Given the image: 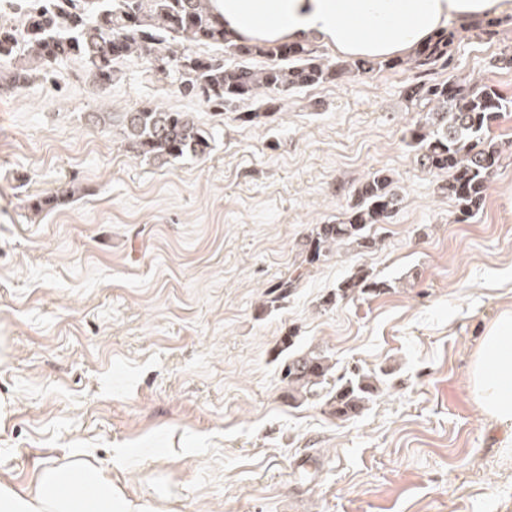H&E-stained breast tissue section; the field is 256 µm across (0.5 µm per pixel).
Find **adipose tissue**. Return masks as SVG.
<instances>
[{
  "label": "adipose tissue",
  "mask_w": 512,
  "mask_h": 512,
  "mask_svg": "<svg viewBox=\"0 0 512 512\" xmlns=\"http://www.w3.org/2000/svg\"><path fill=\"white\" fill-rule=\"evenodd\" d=\"M237 43L322 44L347 58L385 60L415 51L449 23L512 16V0H213ZM483 414L512 428V312L489 325L469 368ZM83 490L73 493L70 481ZM0 512H167L156 498L132 497L105 468L76 459L39 467L36 487L0 485Z\"/></svg>",
  "instance_id": "ef3b65f1"
}]
</instances>
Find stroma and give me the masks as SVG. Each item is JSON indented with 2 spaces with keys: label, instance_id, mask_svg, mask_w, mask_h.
<instances>
[{
  "label": "stroma",
  "instance_id": "35a3bbf8",
  "mask_svg": "<svg viewBox=\"0 0 512 512\" xmlns=\"http://www.w3.org/2000/svg\"><path fill=\"white\" fill-rule=\"evenodd\" d=\"M509 47L511 24L490 40L459 27L433 78L512 98V68L493 65ZM115 69L100 90L66 58L0 93V483L80 458L180 512H512V450L468 384L485 329L512 310V112L492 128L510 148L485 205L457 224L446 175L405 142L418 70L292 90L249 123L146 62ZM148 105L192 113L209 155L162 165L88 119ZM382 168L401 196L382 250L302 265L312 227ZM359 268L388 290L323 306ZM290 329L338 369L382 372V393L347 421L290 404L276 360Z\"/></svg>",
  "mask_w": 512,
  "mask_h": 512
}]
</instances>
